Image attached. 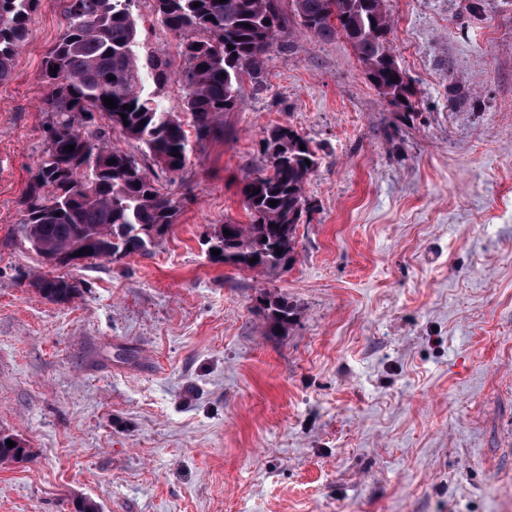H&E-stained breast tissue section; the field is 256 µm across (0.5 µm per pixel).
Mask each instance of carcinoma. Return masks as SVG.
<instances>
[{
	"label": "carcinoma",
	"instance_id": "1",
	"mask_svg": "<svg viewBox=\"0 0 512 512\" xmlns=\"http://www.w3.org/2000/svg\"><path fill=\"white\" fill-rule=\"evenodd\" d=\"M40 2L0 0V83L13 75ZM134 2L62 0L65 28L42 60L48 127L41 160L21 201L18 231L35 253H56L66 266L79 257L115 262L146 255L179 216V202L157 185L150 167L184 171L189 140L180 117L159 104L171 63L141 39ZM153 3L156 20L178 38L185 61L179 73L185 111L200 141L220 128L224 113L240 106L244 80L262 82L266 61L292 21L308 35L345 38L388 103L415 110L406 72L391 46L387 0H288V10L283 0ZM54 64L56 71L50 69ZM147 78L154 85L151 91ZM106 97L117 107L108 108ZM114 133L139 142L143 158L113 145ZM69 145L74 149L67 150ZM261 151L267 169L249 178L243 190L249 223L227 221L210 238V248L220 251L210 259L238 271L262 273L283 266L297 248V227L309 212L304 185L318 165L309 141L292 127L279 126L262 140ZM225 229L231 235H224ZM81 249L86 253L75 256ZM254 257L257 262H250ZM31 286L58 304L79 294L78 283L63 275H39ZM260 297L268 335L287 331L295 306L284 295L263 292ZM6 440L0 435V462L27 459L25 444L10 448Z\"/></svg>",
	"mask_w": 512,
	"mask_h": 512
}]
</instances>
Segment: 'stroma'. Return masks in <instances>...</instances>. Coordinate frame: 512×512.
<instances>
[{
  "label": "stroma",
  "mask_w": 512,
  "mask_h": 512,
  "mask_svg": "<svg viewBox=\"0 0 512 512\" xmlns=\"http://www.w3.org/2000/svg\"><path fill=\"white\" fill-rule=\"evenodd\" d=\"M152 5L142 35L179 72ZM388 11L414 112L345 39L283 34L262 86L159 174L178 223L149 255L69 269L56 304L18 233L64 30L42 0L0 83V434L31 452L0 465V512H512V0ZM280 125L320 157L297 250L271 273L212 263ZM265 290L297 307L284 335ZM68 279L64 275L43 274L35 277L30 284L48 301L64 304L79 294L78 283Z\"/></svg>",
  "instance_id": "stroma-1"
}]
</instances>
